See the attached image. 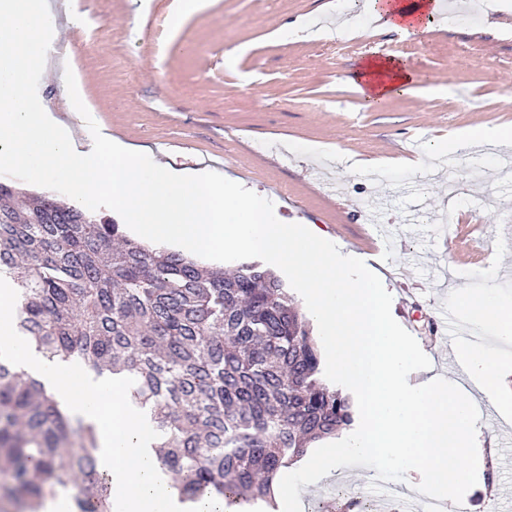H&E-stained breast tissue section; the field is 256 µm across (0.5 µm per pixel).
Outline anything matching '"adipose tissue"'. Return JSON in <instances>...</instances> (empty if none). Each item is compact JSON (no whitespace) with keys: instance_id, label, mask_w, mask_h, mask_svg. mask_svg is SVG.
Instances as JSON below:
<instances>
[{"instance_id":"ef3b65f1","label":"adipose tissue","mask_w":512,"mask_h":512,"mask_svg":"<svg viewBox=\"0 0 512 512\" xmlns=\"http://www.w3.org/2000/svg\"><path fill=\"white\" fill-rule=\"evenodd\" d=\"M376 19L407 36L425 33L441 10L440 0H367ZM352 83L368 105L399 92L417 90L420 79L400 56L372 57L360 64ZM21 299L10 278L0 277V353L18 372L44 386L70 416L96 433L99 470L112 486V512H224L223 500L205 496L182 502L180 491L157 459L155 426L146 409L115 376H99L78 360L51 361L32 350L16 327Z\"/></svg>"}]
</instances>
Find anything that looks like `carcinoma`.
<instances>
[{
  "instance_id": "1",
  "label": "carcinoma",
  "mask_w": 512,
  "mask_h": 512,
  "mask_svg": "<svg viewBox=\"0 0 512 512\" xmlns=\"http://www.w3.org/2000/svg\"><path fill=\"white\" fill-rule=\"evenodd\" d=\"M3 271L37 352L130 379L184 500H265L282 467L353 422L350 397L321 379L308 322L256 262L226 274L0 182ZM96 451L91 427L0 360V503L40 512L63 491L73 512H112Z\"/></svg>"
}]
</instances>
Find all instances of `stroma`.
<instances>
[{"label": "stroma", "instance_id": "35a3bbf8", "mask_svg": "<svg viewBox=\"0 0 512 512\" xmlns=\"http://www.w3.org/2000/svg\"><path fill=\"white\" fill-rule=\"evenodd\" d=\"M98 28L65 15L61 60L43 98L71 119L58 82L68 64L83 103L112 137L167 149L174 168L204 167L273 198L276 217L317 225L343 251L371 260L395 294L398 322L440 363L450 283L487 269L476 256L504 239L512 263V172L503 151L434 143L479 126L512 127V13L473 14L447 0L427 32L407 37L374 21L361 0H204L171 21L179 0H80ZM330 28L331 38L289 39L288 23ZM403 57L424 83L378 106L350 82L372 56ZM483 481L469 512H499L512 498V421L479 420ZM373 472L339 471L306 487L368 488Z\"/></svg>", "mask_w": 512, "mask_h": 512}]
</instances>
